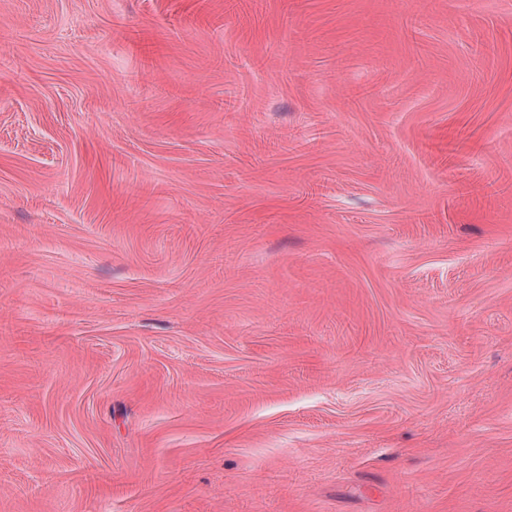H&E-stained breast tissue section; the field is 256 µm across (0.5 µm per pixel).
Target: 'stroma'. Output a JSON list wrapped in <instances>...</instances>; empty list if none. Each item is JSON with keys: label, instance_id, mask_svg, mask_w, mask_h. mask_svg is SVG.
<instances>
[{"label": "stroma", "instance_id": "obj_1", "mask_svg": "<svg viewBox=\"0 0 512 512\" xmlns=\"http://www.w3.org/2000/svg\"><path fill=\"white\" fill-rule=\"evenodd\" d=\"M0 512H512V0H0Z\"/></svg>", "mask_w": 512, "mask_h": 512}]
</instances>
